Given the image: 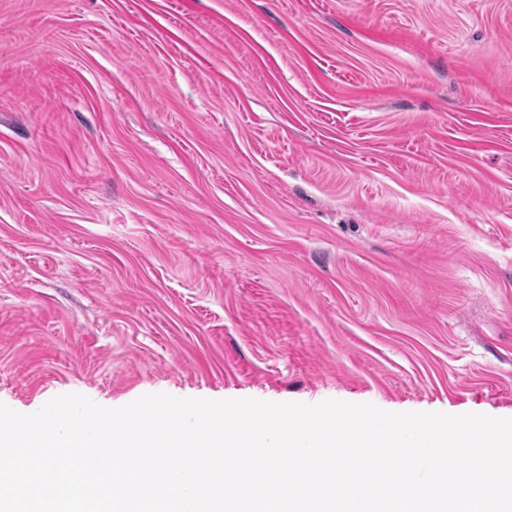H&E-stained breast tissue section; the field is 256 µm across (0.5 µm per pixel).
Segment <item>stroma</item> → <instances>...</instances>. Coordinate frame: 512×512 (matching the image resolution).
<instances>
[{
	"mask_svg": "<svg viewBox=\"0 0 512 512\" xmlns=\"http://www.w3.org/2000/svg\"><path fill=\"white\" fill-rule=\"evenodd\" d=\"M512 416V0H0V403Z\"/></svg>",
	"mask_w": 512,
	"mask_h": 512,
	"instance_id": "1",
	"label": "stroma"
}]
</instances>
